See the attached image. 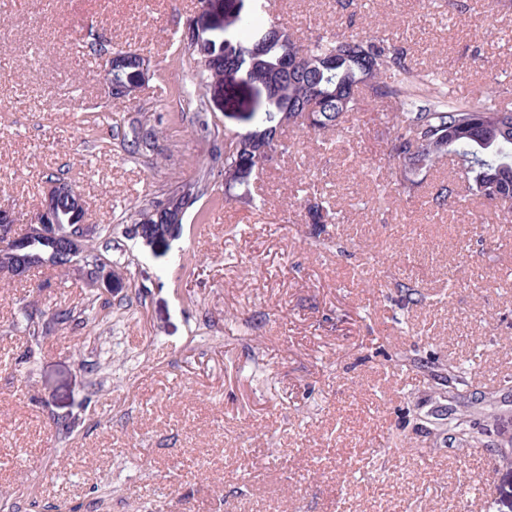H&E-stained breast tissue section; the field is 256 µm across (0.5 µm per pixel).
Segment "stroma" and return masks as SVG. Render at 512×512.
Returning <instances> with one entry per match:
<instances>
[{
    "instance_id": "stroma-1",
    "label": "stroma",
    "mask_w": 512,
    "mask_h": 512,
    "mask_svg": "<svg viewBox=\"0 0 512 512\" xmlns=\"http://www.w3.org/2000/svg\"><path fill=\"white\" fill-rule=\"evenodd\" d=\"M295 36L402 47L459 101L512 108V0H280ZM237 29L222 0H0V203L18 229L48 179L80 190L110 275L106 316L75 273L0 283V500L27 512H512V223L450 158L399 193L385 105L347 142L288 132L250 190L215 179L163 241L131 217L255 130L254 89L183 61L187 31ZM141 53L114 99L92 44ZM203 95L200 131L191 97ZM158 133L128 158L116 128ZM454 188L447 206L434 199ZM317 193L344 207L310 223ZM466 419L475 439L453 429ZM307 213L308 217L313 224H335L339 223L342 210L336 207V211L327 207L323 202H318L315 199L313 202L308 200Z\"/></svg>"
}]
</instances>
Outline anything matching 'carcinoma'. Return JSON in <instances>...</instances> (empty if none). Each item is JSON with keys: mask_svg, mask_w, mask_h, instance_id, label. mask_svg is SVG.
<instances>
[{"mask_svg": "<svg viewBox=\"0 0 512 512\" xmlns=\"http://www.w3.org/2000/svg\"><path fill=\"white\" fill-rule=\"evenodd\" d=\"M274 26L253 11L239 17L235 33L210 50L196 52L198 64L226 86L249 84L265 92L264 127L231 139L235 147L224 154V191L248 189L257 170L288 153L285 129L319 136L336 131L341 138L349 116L360 110L359 88L391 109L388 120L390 149L383 164H398L411 176L448 154L456 156L468 188L488 201H512V110L502 107L486 91L474 94L473 103L444 104L439 98L418 100L408 90L414 79L400 49L382 39L338 34L317 35L303 42L280 26V35L267 39ZM128 65L118 70L121 79L135 78L146 65L143 56L129 52ZM316 102V125L303 121L307 107ZM138 211V228L145 236L163 240L169 224L183 207L177 192ZM313 224H335L342 210L318 201L307 203ZM71 259L45 252L34 267L71 269Z\"/></svg>", "mask_w": 512, "mask_h": 512, "instance_id": "carcinoma-1", "label": "carcinoma"}]
</instances>
